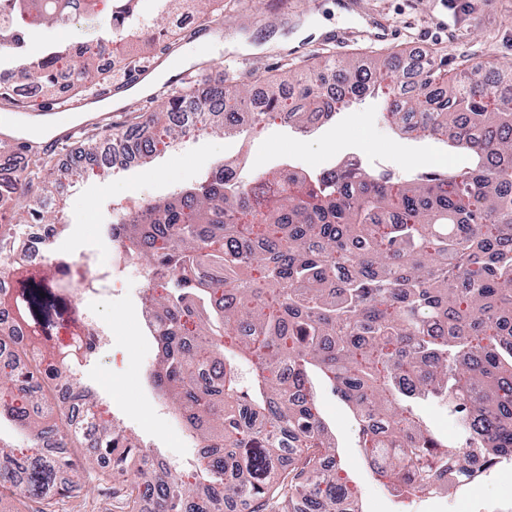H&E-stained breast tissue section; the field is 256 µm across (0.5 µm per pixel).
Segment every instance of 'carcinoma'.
I'll return each instance as SVG.
<instances>
[{
    "label": "carcinoma",
    "instance_id": "carcinoma-1",
    "mask_svg": "<svg viewBox=\"0 0 512 512\" xmlns=\"http://www.w3.org/2000/svg\"><path fill=\"white\" fill-rule=\"evenodd\" d=\"M142 2L122 0L112 23L148 41L171 0H157L147 20ZM29 8L0 0L18 83L61 97L103 76L100 43L52 44L29 58ZM325 65L339 72V102L348 106L388 95L412 63L392 53L371 70L356 60ZM496 74L427 72L403 103L386 102L401 133L470 151L475 165L457 173L400 179L364 169L310 182L283 166L236 188L234 171L218 163L198 185L146 203L145 218L119 207L130 253L169 270L151 286L158 353L149 380L197 439L202 462L173 467L91 413L93 438L65 428L51 454L20 457L0 436V492L54 512L55 497L80 488L70 475L99 468L120 476L134 463L156 512H269L274 504L279 512H363L319 413L314 374L352 409L373 476L397 497L446 493L450 475L464 481L512 456V86ZM321 77L266 78L254 122L279 114L308 128L332 118ZM252 96L249 85L228 92L216 83L203 96L180 92L137 113L131 124L154 132L139 163L182 136L171 113L205 112L212 133H236L239 107ZM55 192L51 184L28 205L25 224L49 223L43 201ZM66 311L78 321L54 269L22 279L18 316L40 328L42 344L65 326ZM49 354L23 347L0 362V422L27 428L37 442L57 427L55 385L85 392L76 366L88 351L53 346ZM427 399L448 407L462 444L439 440L416 412ZM73 448L87 449L84 458Z\"/></svg>",
    "mask_w": 512,
    "mask_h": 512
}]
</instances>
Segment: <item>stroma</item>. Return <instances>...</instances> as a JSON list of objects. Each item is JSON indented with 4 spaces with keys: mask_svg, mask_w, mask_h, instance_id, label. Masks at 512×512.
I'll return each instance as SVG.
<instances>
[{
    "mask_svg": "<svg viewBox=\"0 0 512 512\" xmlns=\"http://www.w3.org/2000/svg\"><path fill=\"white\" fill-rule=\"evenodd\" d=\"M456 9H449V2ZM269 0H224L220 14L227 43L215 47L207 67L193 71L188 80L167 79L162 90L196 87L223 81L226 89L253 83L261 75L289 79L312 69L321 68L325 59L354 58L369 63L393 52L410 55L426 53L434 66L463 73L476 65L493 64L501 68L507 81H512V0H367V6L389 21L399 31L394 41L377 46L353 45L348 49H313L303 57L289 55L295 28L283 27L268 13ZM61 44L79 40L101 41L106 57H129L130 61L147 65L164 50L157 43L151 53L125 49L113 44L112 33L102 28L96 18L74 21L69 27L54 26L30 37L29 55H40L44 40ZM361 126L356 133L346 130L347 112H339L329 122L316 126L308 137H298L294 128L277 118H268L244 135L218 137L203 130L191 138L182 154H167L147 167L129 164L118 173L89 172L77 175L58 170L64 156L79 152L91 137L107 138L109 129H122L129 109L103 113L102 123L87 121L71 139L36 138L40 151L52 161V168H27L28 191L25 197L5 213L0 224H17L29 200L40 197L45 184L60 180L65 196L51 214L55 227V246L70 253L95 250L107 258L112 250L103 228L115 220L118 204L129 199L148 201L165 195L180 185L198 182L216 160L246 157L240 178L252 177L257 169L282 164L301 172H314L315 162L329 161L347 154L358 155L364 167L377 171L393 170L397 176L411 177L421 167L415 156L428 154L448 161L449 168L467 166V155L455 152L430 137L400 136L384 119L385 104L379 98L366 99L359 107ZM72 300L79 311H92L113 330L111 347L92 352L77 367L82 386L93 392L103 404L104 416L124 423L148 448L160 449L165 460L182 464L198 455L184 424L172 407L143 380L151 369L156 347L151 339L138 335L136 324L142 301L135 292L125 291L94 299L74 291ZM319 409L336 434L341 465L358 485L364 512H481L491 498H498L501 512H512V465L491 474L489 478L469 485L463 495L452 493L437 497L398 500L375 481L357 447V433L347 405L329 388L319 390ZM134 474L115 480L105 479L95 470L82 476L81 490L75 502L121 498L136 503L138 512H155L151 499H136Z\"/></svg>",
    "mask_w": 512,
    "mask_h": 512,
    "instance_id": "1",
    "label": "stroma"
}]
</instances>
